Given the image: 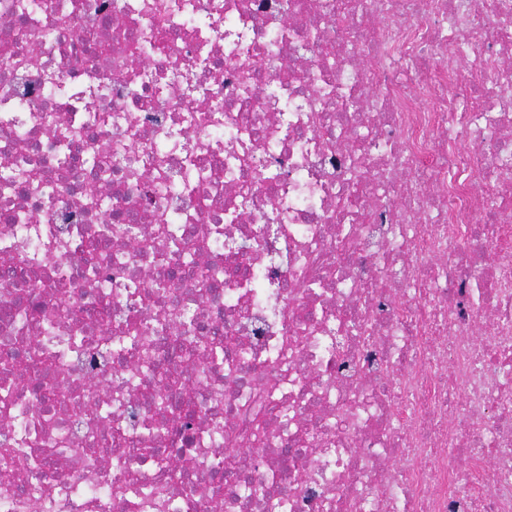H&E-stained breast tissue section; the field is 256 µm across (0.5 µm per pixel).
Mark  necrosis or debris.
Masks as SVG:
<instances>
[{
    "label": "necrosis or debris",
    "instance_id": "necrosis-or-debris-1",
    "mask_svg": "<svg viewBox=\"0 0 512 512\" xmlns=\"http://www.w3.org/2000/svg\"><path fill=\"white\" fill-rule=\"evenodd\" d=\"M0 448V512H512V0H0Z\"/></svg>",
    "mask_w": 512,
    "mask_h": 512
}]
</instances>
